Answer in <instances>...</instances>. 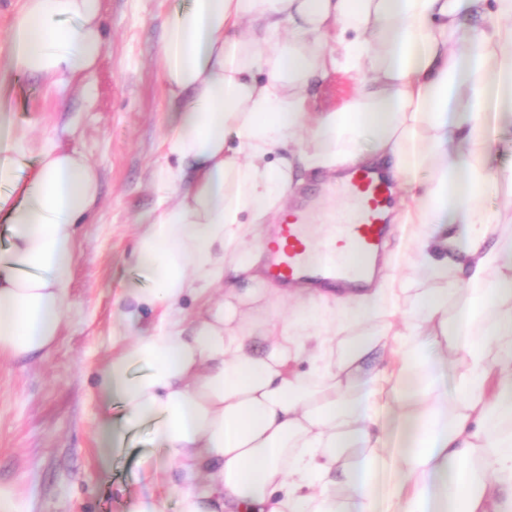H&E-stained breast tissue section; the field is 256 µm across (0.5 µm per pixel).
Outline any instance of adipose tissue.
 <instances>
[{"label":"adipose tissue","mask_w":512,"mask_h":512,"mask_svg":"<svg viewBox=\"0 0 512 512\" xmlns=\"http://www.w3.org/2000/svg\"><path fill=\"white\" fill-rule=\"evenodd\" d=\"M101 18L102 0H25L0 86L87 76ZM161 68L177 163L160 186L180 197L138 227L147 285L119 312L101 390L126 427L151 422L180 512H512V235L481 203L512 186L487 150L491 116L512 112V0H190L166 23ZM331 72L354 78L351 96L311 111L310 83ZM384 159L413 199L414 287H260L263 227L296 173ZM98 192L84 155L33 144L0 105V355L52 349ZM231 278L250 289L214 299ZM189 298L206 308L191 325ZM452 357L466 364L453 399ZM384 394L398 448L376 427Z\"/></svg>","instance_id":"adipose-tissue-1"}]
</instances>
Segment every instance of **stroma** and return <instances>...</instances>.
<instances>
[{
    "instance_id": "1",
    "label": "stroma",
    "mask_w": 512,
    "mask_h": 512,
    "mask_svg": "<svg viewBox=\"0 0 512 512\" xmlns=\"http://www.w3.org/2000/svg\"><path fill=\"white\" fill-rule=\"evenodd\" d=\"M179 0H104L105 48L93 72L65 88L16 74L0 95L33 141L52 134L96 166L100 190L79 230L72 305L49 355L0 357V489L22 512H130L135 503L178 512L175 469L152 440L151 424L130 430L120 400L98 395L112 355L117 301L146 281L129 262L137 226L157 209L156 177L167 159L162 139L170 119L159 60L164 26ZM335 188L312 172L289 195L321 227ZM115 430L102 463L103 416Z\"/></svg>"
}]
</instances>
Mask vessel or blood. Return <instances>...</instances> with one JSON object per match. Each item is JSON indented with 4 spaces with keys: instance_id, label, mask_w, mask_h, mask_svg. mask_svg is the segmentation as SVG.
I'll return each instance as SVG.
<instances>
[{
    "instance_id": "1",
    "label": "vessel or blood",
    "mask_w": 512,
    "mask_h": 512,
    "mask_svg": "<svg viewBox=\"0 0 512 512\" xmlns=\"http://www.w3.org/2000/svg\"><path fill=\"white\" fill-rule=\"evenodd\" d=\"M346 209L328 224L321 248H314L304 212H288L268 246L267 273L317 288L364 287L370 265L388 234L385 209L390 185L381 175L356 170L340 184Z\"/></svg>"
}]
</instances>
